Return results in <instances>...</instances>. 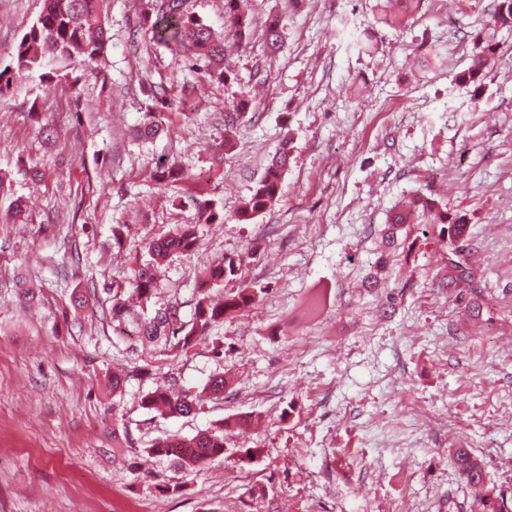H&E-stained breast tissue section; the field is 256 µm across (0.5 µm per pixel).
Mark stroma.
Instances as JSON below:
<instances>
[{"label": "stroma", "instance_id": "obj_1", "mask_svg": "<svg viewBox=\"0 0 512 512\" xmlns=\"http://www.w3.org/2000/svg\"><path fill=\"white\" fill-rule=\"evenodd\" d=\"M489 2L424 0L415 23L395 29L377 23L376 0H252L239 83L195 82L193 113L150 142L134 136L144 81L194 80L182 58L146 40L139 0H107L110 40L80 99L62 82L11 86L0 99V171L14 178L0 213L21 197L30 221L0 223V512H469L451 460L460 446L484 459L489 485L512 488V58L480 98L456 81ZM42 4L0 0V67ZM272 13L284 25L273 53L262 37ZM431 45L440 65L417 71ZM244 87L258 90L256 117L212 165L224 107ZM35 98L59 131L54 144L27 117ZM287 136L279 203L237 223ZM23 161L45 180L18 176ZM163 161L211 169L201 189L226 220L163 267L161 298L191 313L205 269L226 256L269 289L216 327L222 358L162 367L193 393L214 373L233 379L223 398L179 418L140 408L138 382L113 396L109 372L136 356L94 315L147 238L194 221L192 208L167 202L191 184L152 180ZM419 189L465 214L474 289L449 287L439 225L406 224L386 239L389 213ZM116 224L129 227L119 249ZM78 284L97 295L80 317H63ZM22 288L36 289L35 306L19 301ZM474 298L483 315L470 314ZM246 413L260 425L226 427L223 458L183 477L180 491H168L172 474L158 462L139 477L121 465L157 439ZM248 448L261 455L245 466Z\"/></svg>", "mask_w": 512, "mask_h": 512}]
</instances>
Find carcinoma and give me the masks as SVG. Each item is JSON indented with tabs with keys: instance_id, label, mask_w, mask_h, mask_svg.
<instances>
[{
	"instance_id": "carcinoma-1",
	"label": "carcinoma",
	"mask_w": 512,
	"mask_h": 512,
	"mask_svg": "<svg viewBox=\"0 0 512 512\" xmlns=\"http://www.w3.org/2000/svg\"><path fill=\"white\" fill-rule=\"evenodd\" d=\"M39 17L22 34L14 47L12 63L0 70V98L14 82L38 78L50 84L57 78L69 80L72 96L79 98V85L86 72H95L104 52L107 29L103 13L104 0H44ZM243 0H224V31H216L198 14L187 9V0H141L140 26L150 39L183 57L190 71L201 80L226 84L238 81L235 55L249 43L252 18L242 7ZM422 0H378L379 19L390 26H404L419 11ZM494 27L512 31V0H493L490 11ZM282 29L277 19L265 27V47L278 48ZM502 45L481 35L474 37L471 62L456 78L458 84L472 89L479 97L490 68L501 60ZM193 86L184 85L172 93L162 83L147 85L149 104L136 129L140 140L152 141L168 130L171 118L165 112L186 111ZM251 108L247 92L224 109V134L211 148L213 164L217 165L236 148L237 130ZM290 139L283 140L279 152L266 168L251 196L245 200L234 220L253 224L280 200L282 179L288 168ZM153 178L160 182L195 181V175L177 163L157 167ZM174 208L191 205L198 214V224L224 223V208L212 198L177 195L171 199ZM423 224H442L448 237V281L457 285L467 281L473 268L470 252L462 248L466 224L448 211L438 208L436 200L423 193L410 198L405 206L394 210L389 224L394 230L415 220ZM197 224H176L151 237L144 245L145 260L127 282L112 284L111 304L101 310L99 319L112 327V334L121 342L126 336L137 337L141 345L160 347L159 355L171 360L188 361L196 355V347L212 344L214 356L223 354L224 343L209 331L224 322V316L243 312L255 306L268 288L242 280L243 259L224 257L210 268L208 277L195 288L191 316L182 311L178 300L159 303L155 300L158 276L169 259L195 249ZM237 287L224 292V299L212 298V290L229 283ZM156 378L152 362L146 360L122 374H112V394L122 396L132 380L144 382ZM230 379L217 373L203 387L209 397L224 398ZM175 377L167 378L145 391L140 406L169 417H184L200 406L195 394L175 388ZM144 452L163 460L175 473H189L214 459L224 457V426L198 432L191 438L169 435L153 442ZM454 464L462 477L477 512H512V494L488 488L484 463L464 448L454 453Z\"/></svg>"
}]
</instances>
